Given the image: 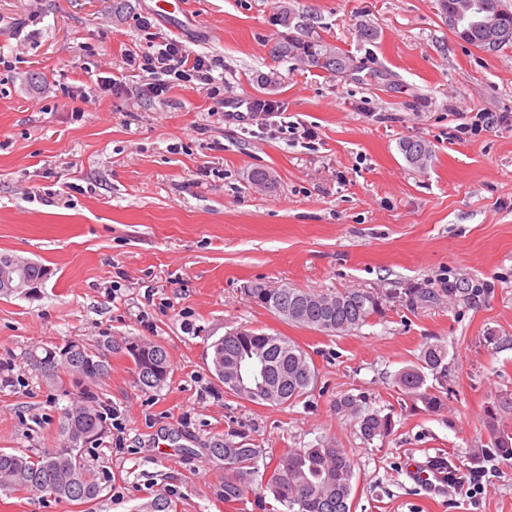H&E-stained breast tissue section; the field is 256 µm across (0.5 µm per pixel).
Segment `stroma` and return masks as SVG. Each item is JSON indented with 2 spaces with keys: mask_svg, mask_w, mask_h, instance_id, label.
Masks as SVG:
<instances>
[{
  "mask_svg": "<svg viewBox=\"0 0 512 512\" xmlns=\"http://www.w3.org/2000/svg\"><path fill=\"white\" fill-rule=\"evenodd\" d=\"M172 2L163 18L155 0H0L12 63L0 66V253L48 270L36 296L0 297V449L57 447L60 413L80 392L43 382L32 349L141 338L172 368L144 391L117 352L90 385L119 414L89 454L108 476L98 503L0 493V512H133L158 496L176 512H265L251 489L225 501L218 439L279 451L335 442L355 463L352 512H512V462L500 457H485L478 495L444 481L434 492L409 473L468 465L487 445L489 409L512 427V127L449 139L464 113L512 114V47L458 40L440 0ZM284 4L288 29L276 20ZM290 37L357 68L337 76L273 54ZM170 39L213 61V83L176 81L156 98L136 76L100 85L126 54ZM234 98L276 101L318 142L223 117ZM406 139L430 145L427 165L405 159ZM255 169L273 187L253 184ZM256 283L365 289L382 312L327 336L254 305ZM403 288L429 296L391 299ZM240 327L305 349L311 392L282 407L225 393L211 345ZM429 343L448 349L435 413L397 385ZM343 395L390 415L392 435L364 442L336 411Z\"/></svg>",
  "mask_w": 512,
  "mask_h": 512,
  "instance_id": "stroma-1",
  "label": "stroma"
}]
</instances>
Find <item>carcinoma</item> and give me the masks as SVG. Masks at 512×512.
I'll list each match as a JSON object with an SVG mask.
<instances>
[{
	"label": "carcinoma",
	"instance_id": "obj_1",
	"mask_svg": "<svg viewBox=\"0 0 512 512\" xmlns=\"http://www.w3.org/2000/svg\"><path fill=\"white\" fill-rule=\"evenodd\" d=\"M302 49L311 66L330 73H340L337 64L348 60L332 53L319 44H301L296 39L280 42L274 52L281 55ZM400 149L413 164H422L432 156L430 146L415 139H406ZM25 279L40 287L47 279V269L37 262L24 268ZM248 296L257 306L282 317L283 320L322 332L328 336L342 335L367 324L379 314L383 298L364 289H342L322 293L310 289L281 285L277 288H249ZM288 315H281L283 309ZM112 344L105 336L94 344H82L70 357L60 363L50 375L44 376L48 384L62 381V375L71 374L76 364L86 378L98 380L96 371L107 368L100 361L99 351ZM263 358L268 365L269 378L281 383V397L270 403L260 392L244 400L258 405L284 406L307 394L317 381V372L307 352L286 336H271L253 329L235 331L229 340L219 338L212 344L211 364L217 377H224V364L248 358ZM448 350L441 344L426 345L416 365L400 372L397 383L412 404H421L423 410L436 412L444 406L446 396L441 388L427 384L426 373L447 378ZM171 368L166 350L145 341L133 355L136 382L143 390L162 388ZM81 413L75 423H69V408L60 417L61 444L38 454L0 451V492L6 495H49L59 501L89 504L99 499L105 489L107 475L90 464L87 454L107 434L102 404L89 392L81 393L76 401ZM336 411L354 419L360 437L370 442L391 435L393 422L363 406L354 396L336 400ZM491 450L506 459H512V431L500 425L490 427ZM489 450V451H491ZM489 451L482 450L472 456L473 467H478ZM213 457L224 461V499L231 501L240 496L242 487L250 484L256 475V463L268 459L260 482V489L270 494L268 512H350L353 488L354 462L344 449L318 444L310 448H290L277 452L272 448L234 447L220 440L210 448Z\"/></svg>",
	"mask_w": 512,
	"mask_h": 512
}]
</instances>
